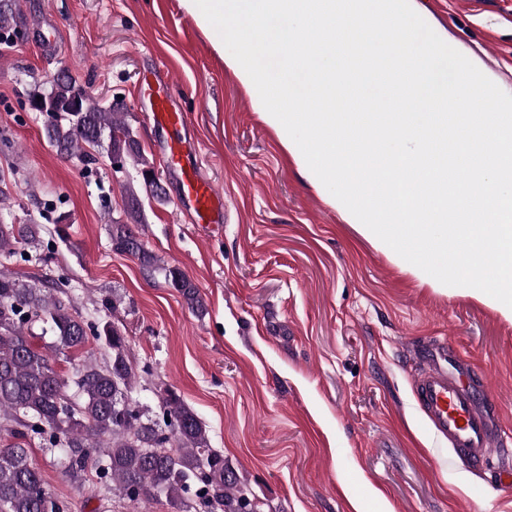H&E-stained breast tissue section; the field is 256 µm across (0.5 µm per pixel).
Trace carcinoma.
I'll return each instance as SVG.
<instances>
[{
  "label": "carcinoma",
  "mask_w": 512,
  "mask_h": 512,
  "mask_svg": "<svg viewBox=\"0 0 512 512\" xmlns=\"http://www.w3.org/2000/svg\"><path fill=\"white\" fill-rule=\"evenodd\" d=\"M28 98L58 154L88 162L90 148L99 146L120 168L142 166L145 183H154L124 113L100 104L71 75L47 93L29 91ZM127 199L130 222L111 224L112 250L162 272L189 310L204 313L205 301L186 273L143 247L131 227L142 223L141 209L134 193ZM37 233L33 224L1 223L0 254L28 257ZM70 290L65 278L39 288L0 270V512H69L31 461L35 440L71 479L94 470L113 494L133 504L164 498L175 512L198 505L207 512H262L224 454L211 447L202 420L172 390H164L156 411L132 397L137 379L152 375L151 366L133 362L115 323L82 317ZM36 323L51 341H32ZM97 343L110 349L108 360L85 363L70 377L58 371V362L81 351L91 355Z\"/></svg>",
  "instance_id": "1"
}]
</instances>
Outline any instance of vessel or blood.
<instances>
[{
	"label": "vessel or blood",
	"mask_w": 512,
	"mask_h": 512,
	"mask_svg": "<svg viewBox=\"0 0 512 512\" xmlns=\"http://www.w3.org/2000/svg\"><path fill=\"white\" fill-rule=\"evenodd\" d=\"M172 85L171 72L162 62L139 90L140 97L149 102V119L163 135V166L177 183L181 209L194 223H225L224 194L202 172L201 149L187 140V114L172 95ZM467 369L459 360L449 366L436 356H424L415 395L421 412L449 448L460 459L485 470L493 457L512 447V436L497 426L477 390L463 383Z\"/></svg>",
	"instance_id": "vessel-or-blood-1"
}]
</instances>
